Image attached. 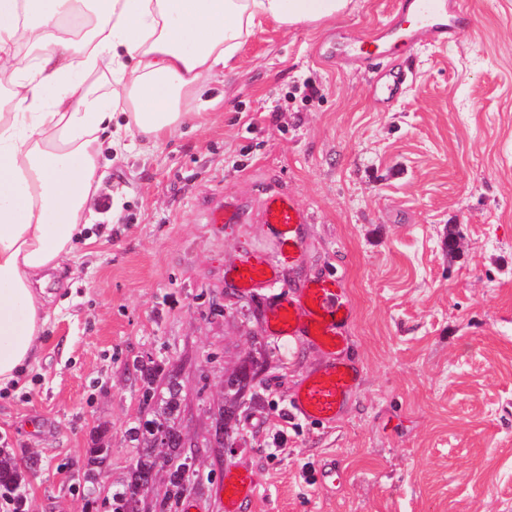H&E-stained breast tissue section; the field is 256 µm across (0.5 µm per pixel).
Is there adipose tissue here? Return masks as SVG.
<instances>
[{"label":"adipose tissue","instance_id":"ef3b65f1","mask_svg":"<svg viewBox=\"0 0 512 512\" xmlns=\"http://www.w3.org/2000/svg\"><path fill=\"white\" fill-rule=\"evenodd\" d=\"M350 3L0 0V388L39 348L44 289L90 222L103 150L172 135L202 80L232 70L255 27L316 25Z\"/></svg>","mask_w":512,"mask_h":512}]
</instances>
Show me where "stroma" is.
Segmentation results:
<instances>
[{
  "instance_id": "35a3bbf8",
  "label": "stroma",
  "mask_w": 512,
  "mask_h": 512,
  "mask_svg": "<svg viewBox=\"0 0 512 512\" xmlns=\"http://www.w3.org/2000/svg\"><path fill=\"white\" fill-rule=\"evenodd\" d=\"M463 2L474 23L457 39L392 58L406 74L392 104L367 70L317 54L340 30L369 40L397 6L352 0L316 26L256 28L235 74L206 78L216 105L200 128L111 158L99 242L76 248L77 276L54 275L42 344L21 386L0 391L24 512H104L141 454L127 430L173 382L174 427L197 455L193 512H223L230 465L256 480L243 512H512V0ZM271 192L308 218L301 254L246 294L229 270L275 254ZM226 204L235 221L208 223ZM329 275L348 290L342 356L359 372L332 425L289 415L323 351L265 324L272 298ZM220 425L231 447L216 446ZM98 446L110 454L90 485ZM331 460L332 493L311 480Z\"/></svg>"
}]
</instances>
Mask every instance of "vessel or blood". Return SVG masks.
<instances>
[{"label":"vessel or blood","mask_w":512,"mask_h":512,"mask_svg":"<svg viewBox=\"0 0 512 512\" xmlns=\"http://www.w3.org/2000/svg\"><path fill=\"white\" fill-rule=\"evenodd\" d=\"M470 22V14L461 5L450 4L449 0H400L395 20L376 37L354 43L340 33L335 42L323 48L322 55L374 68L376 61L406 53L424 37L438 45L447 44ZM403 83L401 75L376 70L371 78L375 96L383 101L398 97ZM263 216L265 223L275 227L277 254L272 258L249 259L234 267L235 277L248 291L274 287L280 264L296 260L301 248L298 233L306 218L293 197L280 193L269 195ZM350 317L346 291L333 276L316 279L269 308L267 324L271 335L291 340L307 337L328 356L324 365L307 371L299 380L289 401L293 417L329 424L341 416L353 397L357 389L356 371L350 362L338 357L347 342L343 328ZM224 483L229 487L224 494V512H241L243 505L256 493L253 475L230 467L224 472Z\"/></svg>","instance_id":"obj_1"}]
</instances>
